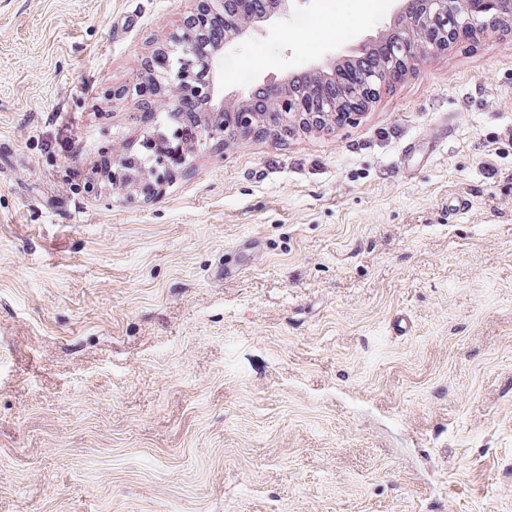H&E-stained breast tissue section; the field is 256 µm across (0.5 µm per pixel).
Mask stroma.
<instances>
[{"instance_id":"1","label":"stroma","mask_w":512,"mask_h":512,"mask_svg":"<svg viewBox=\"0 0 512 512\" xmlns=\"http://www.w3.org/2000/svg\"><path fill=\"white\" fill-rule=\"evenodd\" d=\"M195 4L0 0V512H512V33L156 198L68 183L137 146ZM383 22L347 0L228 55L270 82Z\"/></svg>"}]
</instances>
